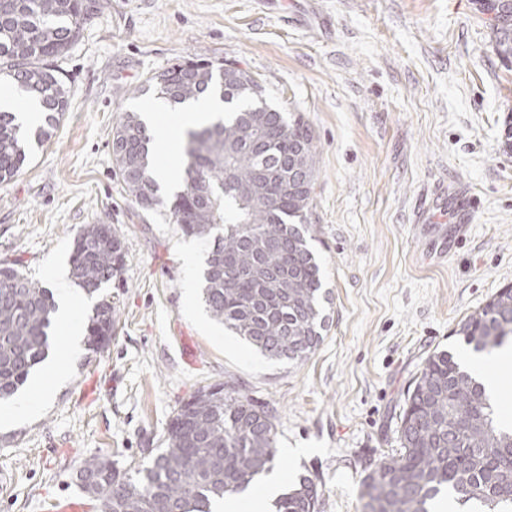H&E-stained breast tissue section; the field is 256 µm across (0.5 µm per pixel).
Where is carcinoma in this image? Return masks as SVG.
Wrapping results in <instances>:
<instances>
[{
    "instance_id": "1",
    "label": "carcinoma",
    "mask_w": 512,
    "mask_h": 512,
    "mask_svg": "<svg viewBox=\"0 0 512 512\" xmlns=\"http://www.w3.org/2000/svg\"><path fill=\"white\" fill-rule=\"evenodd\" d=\"M97 0H0V79L44 114L23 133L0 111V183L25 165L31 140L43 143L69 108L62 73L50 60L78 39ZM495 13L496 50L512 62V0H479ZM171 104L218 95L224 118L186 132L183 188L171 202L184 234L213 240L202 298L214 319L265 356L302 363L323 341V282L306 226L316 180L308 123L274 106L266 88L241 68L219 70L189 58L149 76L136 93ZM155 136L136 112L112 128V163L124 190L151 210L161 204L153 177ZM103 225L79 233L72 275L92 294L124 265L123 247L101 246ZM52 293L10 265L0 266V400L11 398L48 354ZM116 311L103 299L89 318L87 346L112 340ZM458 334L488 354L512 343V286L465 317ZM276 415L236 386H203L182 401L164 448L147 464L118 470L105 457L77 471L101 512H212L273 469ZM401 448L368 469L362 495L377 512H431L446 495L485 512H512V428L500 425L484 384L445 350L427 356L410 385L399 427ZM275 512H318L319 494L301 476L274 501Z\"/></svg>"
}]
</instances>
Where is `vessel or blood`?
Here are the masks:
<instances>
[{
  "mask_svg": "<svg viewBox=\"0 0 512 512\" xmlns=\"http://www.w3.org/2000/svg\"><path fill=\"white\" fill-rule=\"evenodd\" d=\"M421 214L423 224L444 225L445 230L436 245L437 250L442 253L464 236L473 221L468 192L459 185L441 186L435 204L422 209Z\"/></svg>",
  "mask_w": 512,
  "mask_h": 512,
  "instance_id": "obj_1",
  "label": "vessel or blood"
}]
</instances>
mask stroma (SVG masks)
Listing matches in <instances>:
<instances>
[{
    "mask_svg": "<svg viewBox=\"0 0 512 512\" xmlns=\"http://www.w3.org/2000/svg\"><path fill=\"white\" fill-rule=\"evenodd\" d=\"M55 65L70 107L50 140L0 183V262L39 284L70 269L79 232L111 225L122 273L92 294L116 328L81 350L47 406L0 428V512L98 501L76 480L93 456L118 469L162 447L195 389L230 382L277 411L275 475L310 476L319 512H362L364 470L400 447L403 399L432 351L461 353L456 329L512 285V63L476 0H99ZM233 62L274 104L302 115L316 150L307 223L331 303L324 339L298 365L268 359L214 321L201 296L209 240L185 236L171 196L140 208L112 165V128L149 111L133 90L186 58ZM464 184L474 220L448 253L415 213Z\"/></svg>",
    "mask_w": 512,
    "mask_h": 512,
    "instance_id": "obj_1",
    "label": "stroma"
}]
</instances>
